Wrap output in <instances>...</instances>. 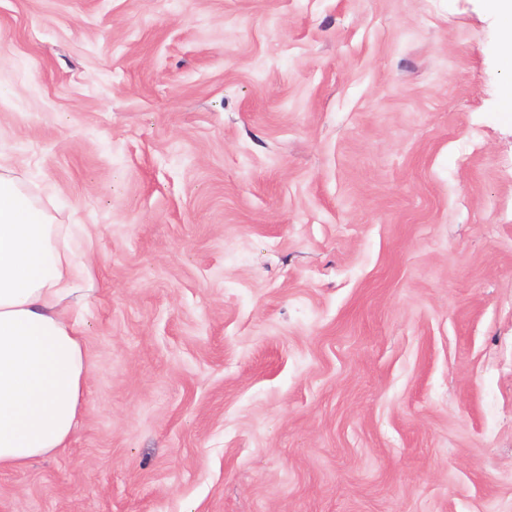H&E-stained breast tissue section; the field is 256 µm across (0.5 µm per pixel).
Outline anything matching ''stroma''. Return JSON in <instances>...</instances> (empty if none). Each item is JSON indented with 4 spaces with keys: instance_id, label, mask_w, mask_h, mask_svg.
I'll use <instances>...</instances> for the list:
<instances>
[{
    "instance_id": "stroma-1",
    "label": "stroma",
    "mask_w": 512,
    "mask_h": 512,
    "mask_svg": "<svg viewBox=\"0 0 512 512\" xmlns=\"http://www.w3.org/2000/svg\"><path fill=\"white\" fill-rule=\"evenodd\" d=\"M485 0H0V166L94 257L70 447L0 512H512V113Z\"/></svg>"
}]
</instances>
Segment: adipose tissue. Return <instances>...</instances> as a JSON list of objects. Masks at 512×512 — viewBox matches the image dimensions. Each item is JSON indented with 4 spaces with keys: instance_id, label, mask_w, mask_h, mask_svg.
<instances>
[{
    "instance_id": "obj_1",
    "label": "adipose tissue",
    "mask_w": 512,
    "mask_h": 512,
    "mask_svg": "<svg viewBox=\"0 0 512 512\" xmlns=\"http://www.w3.org/2000/svg\"><path fill=\"white\" fill-rule=\"evenodd\" d=\"M91 266L14 178L0 174V470L68 447L87 387L75 305Z\"/></svg>"
}]
</instances>
